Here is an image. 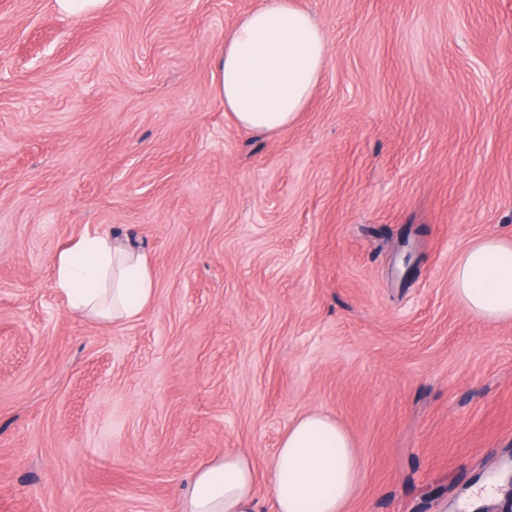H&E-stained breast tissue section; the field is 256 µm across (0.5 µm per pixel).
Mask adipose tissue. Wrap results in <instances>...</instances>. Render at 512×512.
Listing matches in <instances>:
<instances>
[{
  "mask_svg": "<svg viewBox=\"0 0 512 512\" xmlns=\"http://www.w3.org/2000/svg\"><path fill=\"white\" fill-rule=\"evenodd\" d=\"M328 44L318 22L292 0H264L224 41L215 92L236 125L274 134L294 123L319 85ZM459 302L471 314L512 320V239L471 243L452 269ZM56 286L72 312L126 323L156 293L148 259L109 235L85 233L56 261ZM360 477L346 431L330 417H300L265 474L250 456L228 451L198 467L184 487L182 512H256L258 480L276 512H346Z\"/></svg>",
  "mask_w": 512,
  "mask_h": 512,
  "instance_id": "1",
  "label": "adipose tissue"
}]
</instances>
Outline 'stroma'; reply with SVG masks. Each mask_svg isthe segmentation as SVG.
<instances>
[{
  "label": "stroma",
  "instance_id": "1",
  "mask_svg": "<svg viewBox=\"0 0 512 512\" xmlns=\"http://www.w3.org/2000/svg\"><path fill=\"white\" fill-rule=\"evenodd\" d=\"M261 2L0 0V512H181L308 412L356 449L346 512H470L488 480L512 512V321L452 284L512 238V0H294L330 52L272 135L214 92ZM89 230L148 255L138 319L56 288Z\"/></svg>",
  "mask_w": 512,
  "mask_h": 512
}]
</instances>
